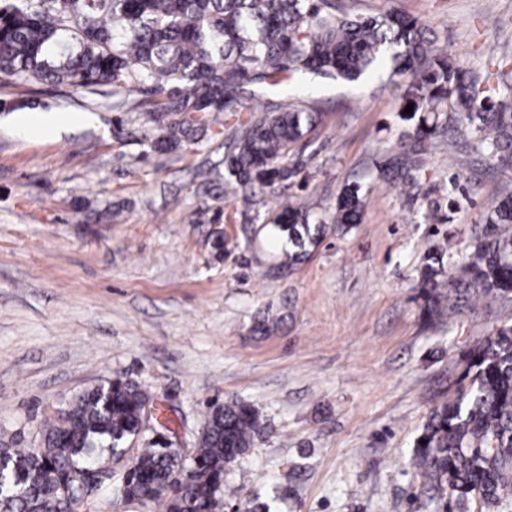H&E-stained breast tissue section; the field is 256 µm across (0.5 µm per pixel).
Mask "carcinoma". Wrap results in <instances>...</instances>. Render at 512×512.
<instances>
[{"label": "carcinoma", "instance_id": "cac0c4a2", "mask_svg": "<svg viewBox=\"0 0 512 512\" xmlns=\"http://www.w3.org/2000/svg\"><path fill=\"white\" fill-rule=\"evenodd\" d=\"M380 73L406 86L396 112L404 150L379 165L380 175L405 179L426 143L445 128L467 131L476 147L512 159V73L502 66L485 85L466 78L439 38L418 20L389 11L336 16L331 0H0V78L112 87L114 108L147 115L143 142L169 152L200 142L214 126L246 107L245 88L286 96L322 80L356 82ZM143 99L129 104L128 95ZM413 104V113L404 112ZM317 116L298 108L268 111L237 124L224 152V184L254 210L255 187L291 186L302 172L283 162L312 130ZM363 187L344 186L336 231L360 221ZM314 214L288 206L272 223L293 250L281 267L302 263L322 238ZM485 297L512 296V190L495 201L468 262L455 267L438 248L419 272L423 309L447 308L450 282ZM431 411L414 450L415 467L438 499L439 512H459L473 497L498 507L512 498V326L469 350ZM150 401L141 386L116 377L73 396L46 421L38 448H0V512H78L99 491L96 476L112 469L140 431ZM258 411L243 402L209 407L183 485L171 481L179 455L157 441L138 449L123 474L127 499H166L167 512H216L224 469L251 447ZM426 443H421V440Z\"/></svg>", "mask_w": 512, "mask_h": 512}]
</instances>
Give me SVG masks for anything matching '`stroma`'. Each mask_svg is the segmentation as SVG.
Returning <instances> with one entry per match:
<instances>
[{"instance_id":"35a3bbf8","label":"stroma","mask_w":512,"mask_h":512,"mask_svg":"<svg viewBox=\"0 0 512 512\" xmlns=\"http://www.w3.org/2000/svg\"><path fill=\"white\" fill-rule=\"evenodd\" d=\"M338 13L396 10L445 41L476 79L512 57V0H336ZM400 86L343 80L286 103L319 113L295 154L306 182L264 189L332 214L362 184L361 224L327 233L280 270L282 244L247 230L224 190V145L155 153L113 127L112 97L0 79V443L35 447L68 399L123 377L147 390V437L197 446L212 402L252 404L264 429L225 472L230 507L272 512H435L412 460L415 438L461 356L504 325L512 300L454 289L421 315L418 269L442 243L426 216L447 212L465 262L512 164L470 137L436 141L411 184L378 179L400 150ZM223 235V249L212 241ZM270 330L256 333L257 320Z\"/></svg>"}]
</instances>
